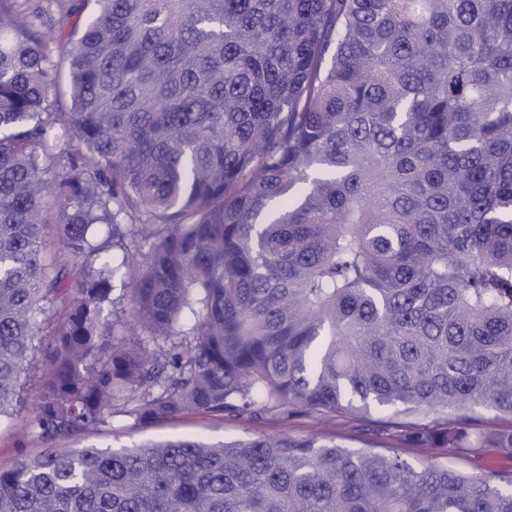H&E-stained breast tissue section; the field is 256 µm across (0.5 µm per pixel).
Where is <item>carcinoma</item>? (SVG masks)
I'll return each instance as SVG.
<instances>
[{
	"instance_id": "obj_1",
	"label": "carcinoma",
	"mask_w": 512,
	"mask_h": 512,
	"mask_svg": "<svg viewBox=\"0 0 512 512\" xmlns=\"http://www.w3.org/2000/svg\"><path fill=\"white\" fill-rule=\"evenodd\" d=\"M46 2L0 0V418L63 309L0 512H512L511 476L369 440L55 446L118 414L377 412L512 454L474 426L512 420V0ZM95 224L121 253L91 271Z\"/></svg>"
}]
</instances>
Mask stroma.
Listing matches in <instances>:
<instances>
[{"instance_id": "stroma-1", "label": "stroma", "mask_w": 512, "mask_h": 512, "mask_svg": "<svg viewBox=\"0 0 512 512\" xmlns=\"http://www.w3.org/2000/svg\"><path fill=\"white\" fill-rule=\"evenodd\" d=\"M43 378L40 359H33L22 374L23 400L17 403L10 417L0 420V463L19 456L38 453L43 443L32 430L30 402ZM374 424L367 417L338 416L322 420H288L275 416L249 421L246 419L218 418L202 414H184L168 421L146 426H133L125 416H113L111 422L91 434L64 440L67 448H84L90 445L101 449L131 448L153 440L201 439L221 442L257 435L288 433L307 435L318 433L345 443L372 435ZM457 467L468 473L496 481L512 474V456L494 448H481L463 459Z\"/></svg>"}]
</instances>
